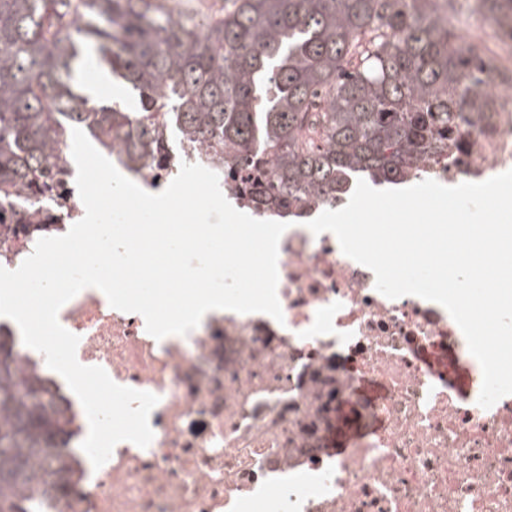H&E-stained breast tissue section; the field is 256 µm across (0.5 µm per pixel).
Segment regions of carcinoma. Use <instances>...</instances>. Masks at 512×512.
Here are the masks:
<instances>
[{"instance_id": "cac0c4a2", "label": "carcinoma", "mask_w": 512, "mask_h": 512, "mask_svg": "<svg viewBox=\"0 0 512 512\" xmlns=\"http://www.w3.org/2000/svg\"><path fill=\"white\" fill-rule=\"evenodd\" d=\"M479 2L491 22L512 21V0ZM456 14L439 0H236L203 22L152 0H0V196L41 187L75 127L107 152L117 143L155 162L159 108L178 134L210 144L212 159L257 180L270 156L268 205L334 204L357 177L403 181L487 108L469 94L483 70ZM88 49L138 109L76 90ZM70 444L0 331V512H42L64 492L53 475Z\"/></svg>"}]
</instances>
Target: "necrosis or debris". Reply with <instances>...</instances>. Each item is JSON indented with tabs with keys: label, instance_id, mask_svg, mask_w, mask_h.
Listing matches in <instances>:
<instances>
[{
	"label": "necrosis or debris",
	"instance_id": "4bbe7bcc",
	"mask_svg": "<svg viewBox=\"0 0 512 512\" xmlns=\"http://www.w3.org/2000/svg\"><path fill=\"white\" fill-rule=\"evenodd\" d=\"M463 44L492 76L471 88L491 108L414 165L410 182L455 186L512 170V34L476 27ZM71 153L55 152L61 188L9 196L15 223L33 230L0 227V267L18 268L40 238L84 216ZM185 162L217 173L232 206L289 221L278 251L283 318L220 309L158 340L99 289L64 304L58 320L79 338V363L159 401L151 444L122 441L101 468L86 459L64 472L72 491L51 512H241L257 501L267 512H512V395L478 405L482 369L447 310L380 294L334 234L308 233L324 204L258 207L248 171L212 161L201 143L177 139L161 164H132L127 176L155 192Z\"/></svg>",
	"mask_w": 512,
	"mask_h": 512
}]
</instances>
